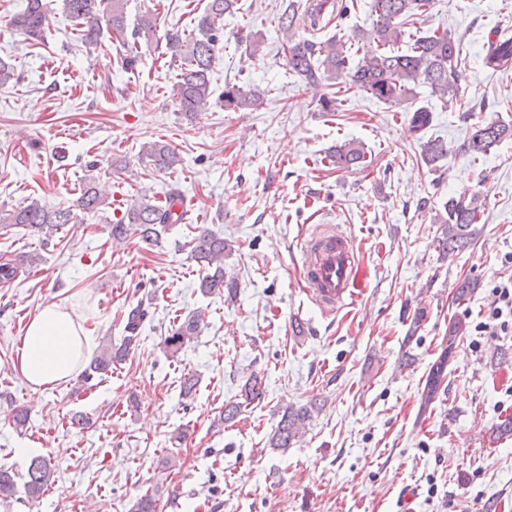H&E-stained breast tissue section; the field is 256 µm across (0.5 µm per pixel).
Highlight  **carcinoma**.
<instances>
[{"instance_id":"carcinoma-1","label":"carcinoma","mask_w":512,"mask_h":512,"mask_svg":"<svg viewBox=\"0 0 512 512\" xmlns=\"http://www.w3.org/2000/svg\"><path fill=\"white\" fill-rule=\"evenodd\" d=\"M62 11L79 26V39L86 45H102L103 31L107 30L123 37L127 54L122 66L134 68L141 58V43H150L157 36L158 16L146 11L132 30H127L124 0H60ZM237 0H208L205 12L199 17L195 30L184 33L165 30L163 38L172 51V58L178 62L179 73L175 83L174 97L178 111L189 118L208 110L214 90L212 88V66L219 42L224 39V15L233 12ZM429 5V0H372V23L369 29L354 34L357 51L362 53L354 58L346 43L330 38L319 40L297 36L299 29L319 25L324 15L344 16L348 7L339 0H316L304 11H299L295 0L278 17V27L283 33L285 57L288 68L312 88L321 89L347 83L360 92L385 102L400 104L415 96V88L427 84L439 96L445 106L457 102L458 61L461 44L446 31H435L425 36L408 34L405 25L414 11ZM47 22L45 0H26L20 13L13 15L10 25L28 36L34 42L44 40ZM488 39L482 62L493 71H512V35L495 30ZM408 37L407 49L400 51L397 46ZM224 109L229 111L248 110L260 102L259 93L236 84L224 85ZM431 109L418 107L410 118L412 130L419 134L431 126ZM512 139V125L491 121L477 126L468 139L466 151L473 157L487 153L490 148L503 140ZM146 155L161 171H170L182 164L178 153L171 146L161 142H149L142 148ZM448 154V148L440 140L429 141L424 148V159L432 165ZM330 160L340 169H357L364 166L365 152L360 146L348 142L336 147L329 154ZM101 197L93 184L86 183L76 208L85 213L99 210ZM74 208V209H76ZM74 209L48 207L38 201L10 210H0V224H23L33 232L49 238L68 224L79 223ZM189 212L185 195L176 187L169 189L165 202L156 204L142 197L135 200L127 212L113 224L110 235L112 242L121 243L134 234L146 243H157L161 233L173 224H181ZM480 220L478 196L469 199L450 198L444 203V212L438 214V221L446 225L445 238L440 247L444 251L461 250L473 241L474 224ZM190 257L202 271L198 288L205 296L236 294L237 283L224 272V253L230 244L224 237L210 230H203L189 242ZM149 316V309L138 304L127 312L124 325L125 336L118 345L112 341L103 342L79 381L86 383L94 376H105L112 367L125 361L132 348L139 342L140 330ZM202 314L194 312L182 323L171 329L164 337L166 355L175 358L186 342L198 334ZM447 357L434 365L426 383V401L430 402L438 393L442 372ZM265 395L262 380L258 377L247 379L241 388V397L249 402L262 399ZM311 417L308 407H288L270 436V446L287 448L303 433ZM54 482V469L49 460L35 456L30 460L23 483L27 499L38 502ZM16 474L0 466V503L8 504L16 493ZM159 499L145 493L137 499L131 512H158Z\"/></svg>"}]
</instances>
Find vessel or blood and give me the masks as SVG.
Here are the masks:
<instances>
[{"mask_svg":"<svg viewBox=\"0 0 512 512\" xmlns=\"http://www.w3.org/2000/svg\"><path fill=\"white\" fill-rule=\"evenodd\" d=\"M303 279L309 295L327 311L355 299L357 259L353 240L328 227L310 234L303 247Z\"/></svg>","mask_w":512,"mask_h":512,"instance_id":"b4317fda","label":"vessel or blood"}]
</instances>
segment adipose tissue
I'll return each instance as SVG.
<instances>
[{
  "label": "adipose tissue",
  "mask_w": 512,
  "mask_h": 512,
  "mask_svg": "<svg viewBox=\"0 0 512 512\" xmlns=\"http://www.w3.org/2000/svg\"><path fill=\"white\" fill-rule=\"evenodd\" d=\"M85 322L79 308L57 303L42 307L31 319L18 359L31 386L48 388L74 378L90 346Z\"/></svg>",
  "instance_id": "obj_1"
}]
</instances>
